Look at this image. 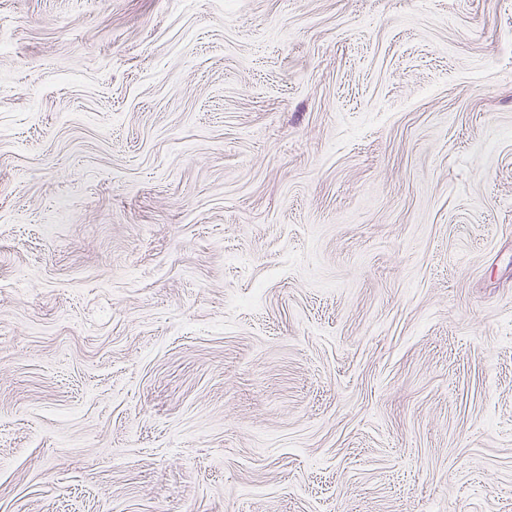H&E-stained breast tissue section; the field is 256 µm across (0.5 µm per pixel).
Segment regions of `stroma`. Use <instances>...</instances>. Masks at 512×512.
I'll return each instance as SVG.
<instances>
[{
	"mask_svg": "<svg viewBox=\"0 0 512 512\" xmlns=\"http://www.w3.org/2000/svg\"><path fill=\"white\" fill-rule=\"evenodd\" d=\"M0 41V512H512V0Z\"/></svg>",
	"mask_w": 512,
	"mask_h": 512,
	"instance_id": "35a3bbf8",
	"label": "stroma"
}]
</instances>
